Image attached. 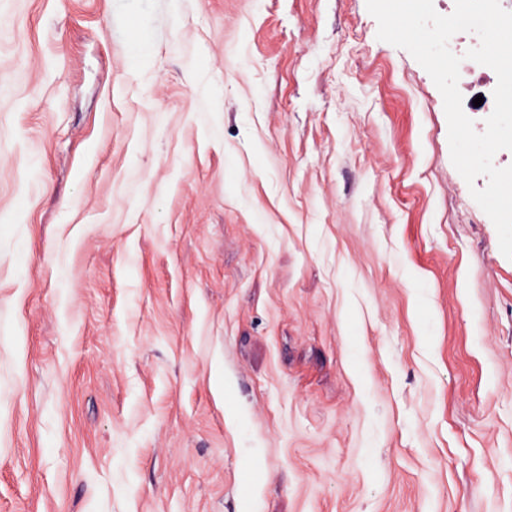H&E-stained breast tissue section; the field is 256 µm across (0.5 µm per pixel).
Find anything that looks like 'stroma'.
Segmentation results:
<instances>
[{"mask_svg": "<svg viewBox=\"0 0 512 512\" xmlns=\"http://www.w3.org/2000/svg\"><path fill=\"white\" fill-rule=\"evenodd\" d=\"M366 0H0V512H512V260Z\"/></svg>", "mask_w": 512, "mask_h": 512, "instance_id": "1", "label": "stroma"}]
</instances>
